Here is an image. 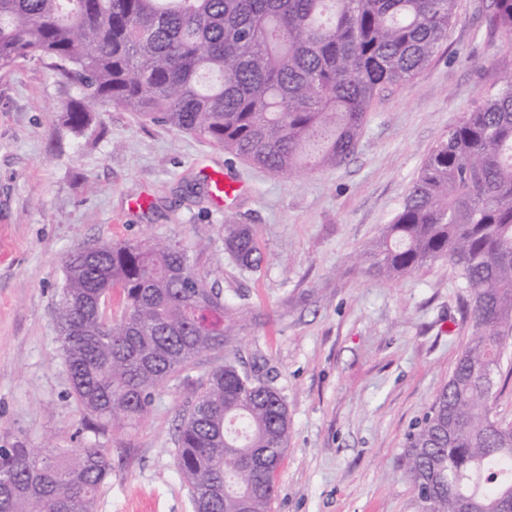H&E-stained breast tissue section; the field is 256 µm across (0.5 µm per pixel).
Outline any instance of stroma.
Here are the masks:
<instances>
[{
  "instance_id": "stroma-1",
  "label": "stroma",
  "mask_w": 512,
  "mask_h": 512,
  "mask_svg": "<svg viewBox=\"0 0 512 512\" xmlns=\"http://www.w3.org/2000/svg\"><path fill=\"white\" fill-rule=\"evenodd\" d=\"M492 9L457 0L447 42L410 82L380 92L351 157L288 177L120 108H96L73 132L62 115L76 85L38 61L0 70V446L97 445L112 476L95 512H193L178 428L224 351L165 383L136 427L101 428L74 397L55 324L70 252L170 239L257 316L232 350L260 362L288 405L270 512H418L407 436L466 345L467 294L445 259L385 280L352 257L449 128L512 70V43L486 24ZM210 172L239 182L240 196L214 202ZM228 224L253 226L266 255L257 272L229 264Z\"/></svg>"
}]
</instances>
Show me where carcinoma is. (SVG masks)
I'll list each match as a JSON object with an SVG mask.
<instances>
[{
    "label": "carcinoma",
    "mask_w": 512,
    "mask_h": 512,
    "mask_svg": "<svg viewBox=\"0 0 512 512\" xmlns=\"http://www.w3.org/2000/svg\"><path fill=\"white\" fill-rule=\"evenodd\" d=\"M457 0H0V69L34 59L79 87L63 122L96 106L208 140L273 173L332 167L353 152L380 90L410 81L448 40ZM492 32L512 41V0ZM245 275L264 255L249 224L224 225ZM437 259L470 292L469 339L408 435L419 512H502L512 499V423L482 410L512 336V73L428 154L379 238L354 255L389 280ZM56 328L82 409L105 425L144 421L157 390L250 320L170 240L101 243L64 263ZM117 288L121 315L97 306ZM280 391L236 358L213 370L178 434L194 512H268L288 447ZM105 449L0 448V512H94Z\"/></svg>",
    "instance_id": "1"
}]
</instances>
